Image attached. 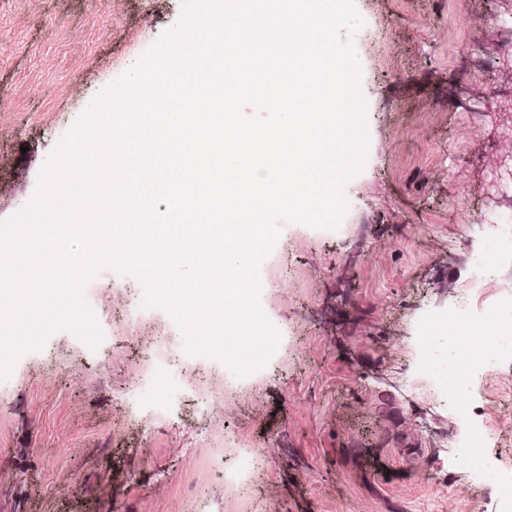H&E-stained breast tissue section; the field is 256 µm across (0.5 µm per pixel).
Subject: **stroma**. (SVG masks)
<instances>
[{"instance_id":"1","label":"stroma","mask_w":512,"mask_h":512,"mask_svg":"<svg viewBox=\"0 0 512 512\" xmlns=\"http://www.w3.org/2000/svg\"><path fill=\"white\" fill-rule=\"evenodd\" d=\"M367 101L363 169L337 229L283 225L260 266L280 333L238 377L185 350L131 275L85 297L97 348L51 334L0 381V512H495L512 471V358L462 389L448 311L512 290V243L483 229L499 148L475 49L495 0H355ZM182 16L181 0H0V220L33 198L59 140ZM498 256L489 264V256ZM164 337L158 383L142 346ZM480 451H458L459 412ZM254 467L252 481L229 474Z\"/></svg>"}]
</instances>
